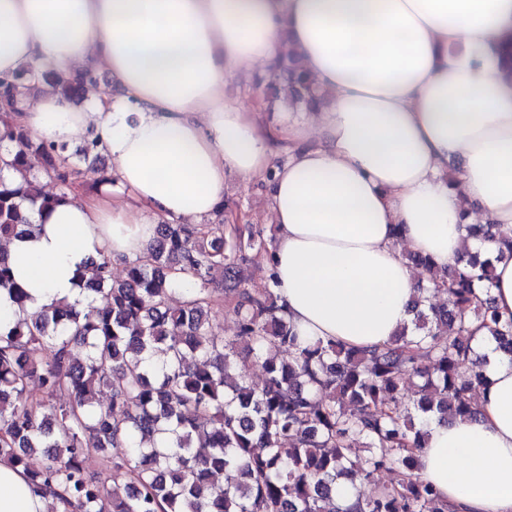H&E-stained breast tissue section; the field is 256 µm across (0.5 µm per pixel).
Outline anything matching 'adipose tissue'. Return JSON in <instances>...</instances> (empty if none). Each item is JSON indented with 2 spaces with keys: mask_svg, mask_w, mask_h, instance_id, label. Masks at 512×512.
<instances>
[{
  "mask_svg": "<svg viewBox=\"0 0 512 512\" xmlns=\"http://www.w3.org/2000/svg\"><path fill=\"white\" fill-rule=\"evenodd\" d=\"M511 33L512 0H0V75L104 68L124 92L77 105L43 86L7 114L36 141L96 128L111 165L97 191H75L9 242L29 311L86 305L77 273L90 259L142 256L160 221L214 216L227 174L269 172V265L298 336L390 342L418 288L409 251L440 270L484 251L494 307L512 317V258L500 255L512 239ZM290 55L325 104L282 126L278 165L224 79ZM477 221L493 239L468 238ZM476 346L489 359L479 413L427 427L418 473L452 512H512V361ZM51 503L0 461V512Z\"/></svg>",
  "mask_w": 512,
  "mask_h": 512,
  "instance_id": "1",
  "label": "adipose tissue"
}]
</instances>
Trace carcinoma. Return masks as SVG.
Returning a JSON list of instances; mask_svg holds the SVG:
<instances>
[{"label": "carcinoma", "instance_id": "cac0c4a2", "mask_svg": "<svg viewBox=\"0 0 512 512\" xmlns=\"http://www.w3.org/2000/svg\"><path fill=\"white\" fill-rule=\"evenodd\" d=\"M28 73L0 80L8 99L34 87ZM277 75L293 100L320 103L296 58ZM94 82L92 70L37 76L70 101ZM3 149L11 160L0 166V238L9 240L67 199L82 178L79 163L102 154L96 138L72 156L19 125L0 131ZM39 173L59 190L43 192ZM262 246L260 234L238 227L160 224L147 254L125 261L122 280L113 279L111 258L90 262L92 276L80 277L86 306L61 301L1 332L0 459L22 467L63 512H448L415 473V452L430 422L476 414L473 398L486 384L478 330L512 362V319L474 293L490 288L492 266L466 253L441 284L446 302L428 305L419 289L411 327L367 350L302 343L272 289L244 287L246 252ZM217 283L236 315L233 338L211 322ZM0 287L25 309L27 293L2 250ZM161 345L166 360L156 367ZM240 345L261 366V382L238 372ZM103 386L111 401L101 409ZM357 445L368 453L351 454ZM90 446L102 454L99 473L85 467ZM36 453L42 463L33 468ZM382 470L395 479L364 497L360 486ZM341 481L357 491L349 506L332 498Z\"/></svg>", "mask_w": 512, "mask_h": 512}]
</instances>
